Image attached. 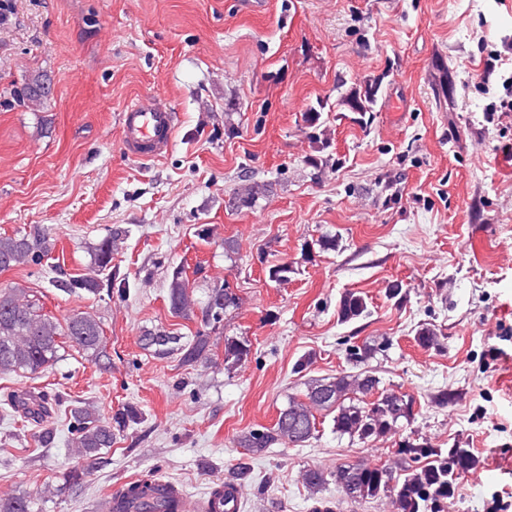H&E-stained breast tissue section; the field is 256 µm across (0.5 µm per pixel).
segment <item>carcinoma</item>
Segmentation results:
<instances>
[{"label":"carcinoma","mask_w":512,"mask_h":512,"mask_svg":"<svg viewBox=\"0 0 512 512\" xmlns=\"http://www.w3.org/2000/svg\"><path fill=\"white\" fill-rule=\"evenodd\" d=\"M378 83L374 82L355 92L346 101L354 112H369L375 101ZM126 231L115 228L94 252L90 272L79 276L56 279L53 286L71 294L83 290L98 295L102 290L99 275L112 263V253L121 249ZM51 228L36 225L13 234H0V271L16 267L40 265L54 248ZM167 301L172 316L191 319L201 315L206 326L224 321L231 309L241 306V299L228 280L215 283L208 290L207 300L198 306L194 285L184 270H173L168 284ZM336 313L338 320L347 323L371 314L365 298L353 290L342 293ZM423 348L440 346L439 329L423 324L414 336ZM69 345L92 358L107 357L105 336L97 316L76 312L64 320L48 314L39 300L25 288H0V378L20 375H39L55 366L59 351ZM391 341L387 338L353 345L347 349V360L357 373L342 372L334 377L312 379L301 395L288 397L287 405L279 411L272 427L249 430L239 445L250 453H260L274 444L285 448L297 447L315 436L318 418L332 416L333 430L361 442L399 437L396 454L404 465L373 464L356 461L341 465L334 471L306 469L300 480L314 500L311 512H334L332 502L318 496L328 479H333L342 493L352 491L360 500H381L389 512H448V504L456 495L458 480L476 470L479 459L468 448L455 441L438 448L407 429L415 419V399L412 395L393 389L379 388L380 379L366 367L372 355L385 352ZM142 349L157 358L179 356L181 364L191 369L216 363L210 337L197 333L185 340L166 331H147L141 336ZM251 353L245 339L224 337V368L241 365ZM5 404L14 411L42 426L34 433L35 441L45 448L53 443V428L49 426L53 404L46 394L39 396L10 395ZM69 451L76 459L62 475L64 484L77 487L84 482L86 465L107 462V455L117 437L140 420L141 413L131 405H123L108 419L101 418L90 402H81L69 409ZM181 492L166 486L155 472L148 471L137 480L127 483L106 498L107 512H180ZM0 512H34V500L27 495L0 494Z\"/></svg>","instance_id":"obj_1"}]
</instances>
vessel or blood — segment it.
Here are the masks:
<instances>
[{
    "label": "vessel or blood",
    "mask_w": 512,
    "mask_h": 512,
    "mask_svg": "<svg viewBox=\"0 0 512 512\" xmlns=\"http://www.w3.org/2000/svg\"><path fill=\"white\" fill-rule=\"evenodd\" d=\"M174 114L151 98L135 100L121 116V145L128 156L139 160L161 157L173 142Z\"/></svg>",
    "instance_id": "vessel-or-blood-1"
}]
</instances>
